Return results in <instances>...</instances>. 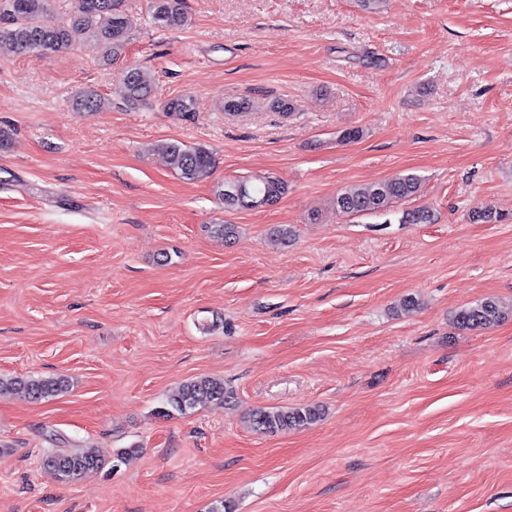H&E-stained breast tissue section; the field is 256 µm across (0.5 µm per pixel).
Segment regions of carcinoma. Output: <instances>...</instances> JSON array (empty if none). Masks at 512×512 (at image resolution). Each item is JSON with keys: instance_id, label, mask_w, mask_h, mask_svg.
Instances as JSON below:
<instances>
[{"instance_id": "1", "label": "carcinoma", "mask_w": 512, "mask_h": 512, "mask_svg": "<svg viewBox=\"0 0 512 512\" xmlns=\"http://www.w3.org/2000/svg\"><path fill=\"white\" fill-rule=\"evenodd\" d=\"M50 0H0V16L6 14L10 23L0 24V57H15L30 51L57 52L71 46L75 33L88 36L101 48L103 60L112 63L125 53L129 35L122 15L121 0H75L67 21L48 26L42 23ZM154 22L166 29L180 30L189 24L183 0H151ZM154 76L144 67H131L119 79V98L128 109L146 103L154 88ZM166 112L184 116L193 111V100L177 96L162 103ZM171 170L187 181L209 178L217 164L213 152L205 145L186 146L171 141L163 146ZM421 180L414 174L400 179L376 182L367 186H350L334 199L336 210L347 215H383L393 204L418 195ZM287 192V185L278 177L267 175L257 180L236 178L217 187L218 196L229 210H254L277 203ZM474 223L500 222L503 215L489 206L471 212ZM512 317V304L504 306L495 297H487L474 305L460 308L455 316L456 326L462 330L489 328ZM64 377L9 378L0 377V393L23 391L34 401L49 400L69 390ZM234 398V392L224 381L203 376L180 385L157 413L170 417L185 414L199 404L213 402L222 405ZM323 409L318 405H299L286 408L260 407L246 417V424L255 431L277 433L297 430L322 419ZM58 480L78 482L102 467V461L90 451L72 449L54 451L43 460Z\"/></svg>"}]
</instances>
